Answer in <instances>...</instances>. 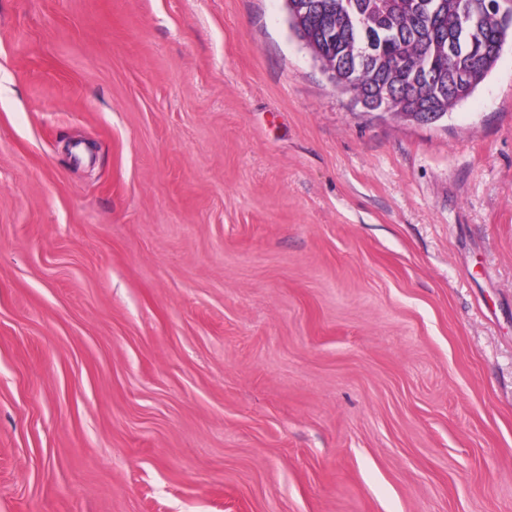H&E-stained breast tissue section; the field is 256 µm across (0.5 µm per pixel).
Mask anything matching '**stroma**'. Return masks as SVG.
<instances>
[{
	"mask_svg": "<svg viewBox=\"0 0 512 512\" xmlns=\"http://www.w3.org/2000/svg\"><path fill=\"white\" fill-rule=\"evenodd\" d=\"M0 512H512V41L425 123L286 0H0Z\"/></svg>",
	"mask_w": 512,
	"mask_h": 512,
	"instance_id": "35a3bbf8",
	"label": "stroma"
}]
</instances>
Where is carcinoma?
Returning <instances> with one entry per match:
<instances>
[{"instance_id":"obj_1","label":"carcinoma","mask_w":512,"mask_h":512,"mask_svg":"<svg viewBox=\"0 0 512 512\" xmlns=\"http://www.w3.org/2000/svg\"><path fill=\"white\" fill-rule=\"evenodd\" d=\"M291 28L335 62L369 111L423 117L454 106L469 68L490 72L512 33V0H291Z\"/></svg>"}]
</instances>
